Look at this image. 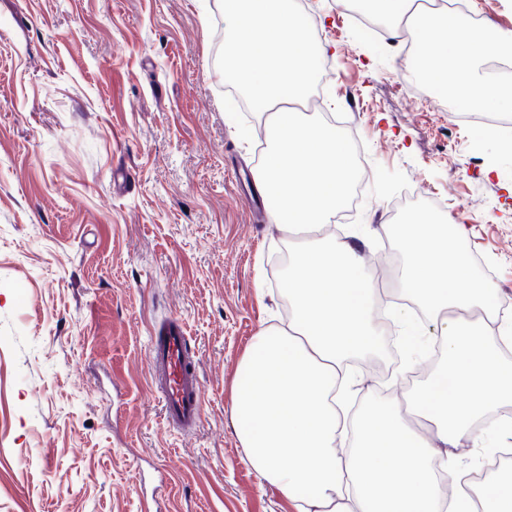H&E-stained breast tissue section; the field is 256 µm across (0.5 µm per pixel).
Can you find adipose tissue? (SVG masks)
Instances as JSON below:
<instances>
[{"mask_svg": "<svg viewBox=\"0 0 512 512\" xmlns=\"http://www.w3.org/2000/svg\"><path fill=\"white\" fill-rule=\"evenodd\" d=\"M391 29L409 28L416 53L410 67L445 84L458 105H497L512 99L481 66L512 58V31L488 30L447 7L424 0H364ZM224 69L244 94L266 107L269 145L257 173L277 200L274 224L320 228L332 222L353 182L357 160L332 126L297 112L310 87V36L289 0H224ZM455 222L402 225L406 257L401 296L439 324L444 357L417 395L411 415L385 407L362 411L357 442L340 452L342 430L333 393L344 366L377 352L378 290L357 246L309 239L296 244L281 286L288 293L286 327L261 331L242 359L232 400L235 433L251 465L299 512H512V472L483 487L458 463L465 443L486 447L472 425L489 409L512 404V367L500 341L488 336L490 283L467 272L451 240ZM436 426L429 441L411 424ZM445 445L438 453L437 445ZM446 471L454 494L444 499L437 479Z\"/></svg>", "mask_w": 512, "mask_h": 512, "instance_id": "obj_1", "label": "adipose tissue"}]
</instances>
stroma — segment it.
Returning a JSON list of instances; mask_svg holds the SVG:
<instances>
[{
  "label": "stroma",
  "mask_w": 512,
  "mask_h": 512,
  "mask_svg": "<svg viewBox=\"0 0 512 512\" xmlns=\"http://www.w3.org/2000/svg\"><path fill=\"white\" fill-rule=\"evenodd\" d=\"M300 21L333 78L332 117L368 167L356 209L319 237L404 256L394 226L465 225L457 243L489 304L512 303V155L498 134L421 111L401 44L367 42L336 0ZM221 0H0V512H296L249 464L231 421L238 364L288 300L271 257L295 236L254 205L262 113L240 120L216 50ZM420 199L398 205L403 188ZM184 323L204 388L200 427L167 430L149 333ZM356 365L353 402L405 407L433 367L385 380Z\"/></svg>",
  "instance_id": "1"
}]
</instances>
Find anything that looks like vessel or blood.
I'll return each instance as SVG.
<instances>
[{
	"label": "vessel or blood",
	"instance_id": "1",
	"mask_svg": "<svg viewBox=\"0 0 512 512\" xmlns=\"http://www.w3.org/2000/svg\"><path fill=\"white\" fill-rule=\"evenodd\" d=\"M149 377L162 398L166 427L194 432L203 417L202 383L184 324L171 319L151 332Z\"/></svg>",
	"mask_w": 512,
	"mask_h": 512
}]
</instances>
